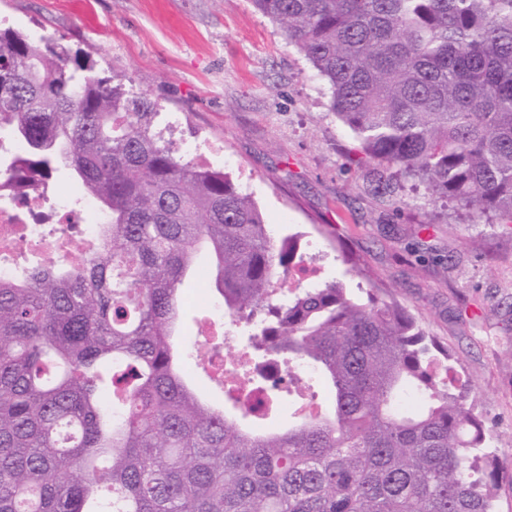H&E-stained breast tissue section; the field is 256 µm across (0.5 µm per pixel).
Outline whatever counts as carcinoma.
Returning a JSON list of instances; mask_svg holds the SVG:
<instances>
[{"mask_svg": "<svg viewBox=\"0 0 512 512\" xmlns=\"http://www.w3.org/2000/svg\"><path fill=\"white\" fill-rule=\"evenodd\" d=\"M251 3L366 159L512 224V0ZM2 77L0 132L28 156L0 179L43 188L64 168L108 221L78 259L0 277V512H498L481 414L406 306L342 280L275 287L301 234L274 244L226 173L175 155L150 97L67 48L0 29ZM204 246L250 357L313 369L332 413L257 432L186 383L173 336Z\"/></svg>", "mask_w": 512, "mask_h": 512, "instance_id": "obj_1", "label": "carcinoma"}]
</instances>
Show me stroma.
Here are the masks:
<instances>
[{
  "mask_svg": "<svg viewBox=\"0 0 512 512\" xmlns=\"http://www.w3.org/2000/svg\"><path fill=\"white\" fill-rule=\"evenodd\" d=\"M0 28L50 38L96 75L147 93L179 156L227 173L275 236L326 280L347 276L320 224L339 225L380 285L469 379L512 512V227L389 183L330 110V89L250 0H0ZM183 336L220 311L199 277L183 285Z\"/></svg>",
  "mask_w": 512,
  "mask_h": 512,
  "instance_id": "obj_1",
  "label": "stroma"
}]
</instances>
